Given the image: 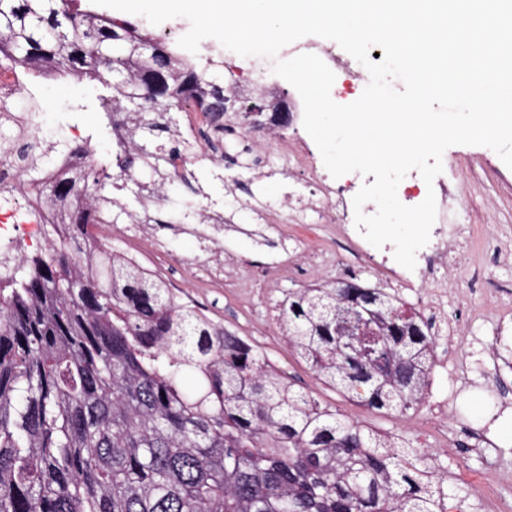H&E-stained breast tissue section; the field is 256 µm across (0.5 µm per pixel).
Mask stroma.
Instances as JSON below:
<instances>
[{
	"instance_id": "obj_1",
	"label": "stroma",
	"mask_w": 512,
	"mask_h": 512,
	"mask_svg": "<svg viewBox=\"0 0 512 512\" xmlns=\"http://www.w3.org/2000/svg\"><path fill=\"white\" fill-rule=\"evenodd\" d=\"M54 112L43 115L46 131L77 124L90 135L99 163L112 164V144L97 138L109 123L107 113L78 112L74 106L95 96L93 85L74 76L40 81ZM237 120L216 145V162H202L180 172L175 180L161 179L137 168L139 181L160 185L162 201L153 207L156 231L168 246L166 256L145 251L146 264L163 272L193 304L213 320L254 347L296 386L350 420L374 430L397 434L435 462L450 487L465 496L466 512H480L481 497L512 505V314L498 322L486 315L497 298L484 289L471 291L473 306L482 315L465 311L459 293L471 274L494 285L512 287V170L482 146L448 148L444 161L465 176L461 196L448 200V212L472 229L471 245H458L463 269L436 275L448 284L444 308L455 327L452 336L433 339L434 363L427 400L408 414L377 411L359 405L324 385L291 352L280 328L281 304L299 288L330 287L350 281L369 288L395 289L406 307L418 309V292L397 284L396 261H367L350 271L336 258V225L308 230L281 218L288 207L286 173L270 165L251 166L252 155L266 151ZM125 211L120 222L107 227L103 242L126 251V231L142 212L136 183L113 181L110 188ZM224 213V229L216 231L202 219L208 203ZM471 385L444 414L434 412L431 400L447 399L457 372Z\"/></svg>"
}]
</instances>
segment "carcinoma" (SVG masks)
<instances>
[{"label":"carcinoma","mask_w":512,"mask_h":512,"mask_svg":"<svg viewBox=\"0 0 512 512\" xmlns=\"http://www.w3.org/2000/svg\"><path fill=\"white\" fill-rule=\"evenodd\" d=\"M0 55L27 78L93 83L126 113L116 167L158 170L192 105L224 129V82L142 27L78 0H0ZM123 81L116 88L106 75ZM24 171L54 211L47 246L0 274V512H439L444 478L421 451L321 405L166 281L108 248L87 273L80 236L114 223L100 167L52 181ZM281 326L344 397L405 414L424 398L433 340L383 288H303Z\"/></svg>","instance_id":"cac0c4a2"}]
</instances>
